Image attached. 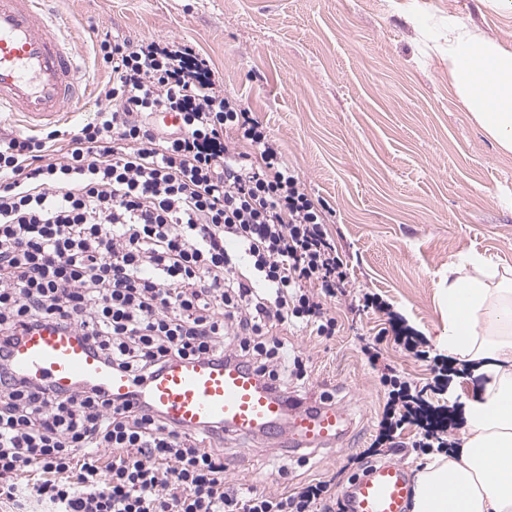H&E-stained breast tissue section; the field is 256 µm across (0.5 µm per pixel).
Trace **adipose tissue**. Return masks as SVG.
I'll list each match as a JSON object with an SVG mask.
<instances>
[{"instance_id": "obj_1", "label": "adipose tissue", "mask_w": 512, "mask_h": 512, "mask_svg": "<svg viewBox=\"0 0 512 512\" xmlns=\"http://www.w3.org/2000/svg\"><path fill=\"white\" fill-rule=\"evenodd\" d=\"M450 28L458 95L487 135L512 152V53L463 24ZM440 305L447 318L441 350L484 384L459 409L460 448L420 469L411 512H512V271L459 254L448 263Z\"/></svg>"}]
</instances>
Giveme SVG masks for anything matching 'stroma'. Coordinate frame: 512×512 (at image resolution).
Instances as JSON below:
<instances>
[{
	"label": "stroma",
	"instance_id": "stroma-1",
	"mask_svg": "<svg viewBox=\"0 0 512 512\" xmlns=\"http://www.w3.org/2000/svg\"><path fill=\"white\" fill-rule=\"evenodd\" d=\"M89 73L85 100L63 125L93 118L106 79L94 32L181 38L209 59L226 91L279 139L348 267L349 293L331 300L336 334L285 336L305 364L289 377L297 401H331L353 420L336 450L306 460L259 439L224 441L226 476L284 492L312 479L344 486L361 477L348 456L369 448L388 394L385 370L436 388L434 404L476 398L480 379L439 373L445 329L439 292L448 262L475 252L512 267V152L502 150L463 106L448 65V22L512 52V8L500 0H51ZM371 292L385 310H355ZM406 319L421 336L415 358L391 327ZM373 343L377 363L361 351Z\"/></svg>",
	"mask_w": 512,
	"mask_h": 512
}]
</instances>
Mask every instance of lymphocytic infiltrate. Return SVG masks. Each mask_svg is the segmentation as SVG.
Returning a JSON list of instances; mask_svg holds the SVG:
<instances>
[{"label": "lymphocytic infiltrate", "instance_id": "obj_1", "mask_svg": "<svg viewBox=\"0 0 512 512\" xmlns=\"http://www.w3.org/2000/svg\"><path fill=\"white\" fill-rule=\"evenodd\" d=\"M93 52L109 80L91 121L0 135V512H335L327 481L235 487L218 427L189 436L99 389L13 375L9 346L52 324L136 377L232 359L282 388L302 361L274 330L335 335L326 303L347 291L322 209L206 57L108 31ZM382 382L367 459L433 409L427 389Z\"/></svg>", "mask_w": 512, "mask_h": 512}]
</instances>
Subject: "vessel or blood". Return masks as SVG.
I'll list each match as a JSON object with an SVG mask.
<instances>
[{
    "mask_svg": "<svg viewBox=\"0 0 512 512\" xmlns=\"http://www.w3.org/2000/svg\"><path fill=\"white\" fill-rule=\"evenodd\" d=\"M47 0H0V112L21 113L30 127L54 122L78 103L79 69L62 24L43 15ZM12 370L60 395L78 386L101 389L160 413L192 434L217 425L234 439L259 437L271 448L306 459L334 450L351 428L342 407L291 403L237 363L179 360L142 378L112 369L76 330L44 325L28 330L8 353ZM413 488L408 468L385 462L340 489L348 512H407Z\"/></svg>",
    "mask_w": 512,
    "mask_h": 512,
    "instance_id": "vessel-or-blood-1",
    "label": "vessel or blood"
}]
</instances>
